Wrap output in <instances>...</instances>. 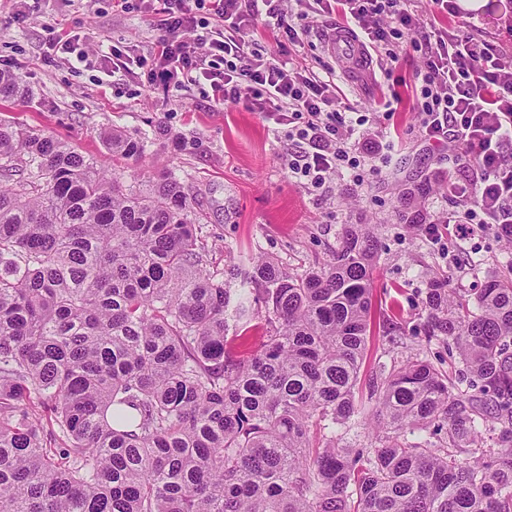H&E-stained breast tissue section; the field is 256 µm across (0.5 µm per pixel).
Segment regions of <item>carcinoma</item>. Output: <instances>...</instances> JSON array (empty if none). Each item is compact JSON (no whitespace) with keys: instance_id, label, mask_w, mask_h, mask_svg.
Here are the masks:
<instances>
[{"instance_id":"obj_1","label":"carcinoma","mask_w":512,"mask_h":512,"mask_svg":"<svg viewBox=\"0 0 512 512\" xmlns=\"http://www.w3.org/2000/svg\"><path fill=\"white\" fill-rule=\"evenodd\" d=\"M427 191L400 196L413 230ZM379 248L345 224L318 271L220 269L173 173L127 184L0 121V512H512V275L472 303L427 278L461 377L416 354L364 383Z\"/></svg>"}]
</instances>
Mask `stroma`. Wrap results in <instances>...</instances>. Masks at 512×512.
Wrapping results in <instances>:
<instances>
[{"label":"stroma","mask_w":512,"mask_h":512,"mask_svg":"<svg viewBox=\"0 0 512 512\" xmlns=\"http://www.w3.org/2000/svg\"><path fill=\"white\" fill-rule=\"evenodd\" d=\"M31 21L11 19V0H0V70L18 75L32 91L31 102L0 100V119L65 140L93 157L126 183L147 180L156 168L172 170L206 214L208 243L218 266L241 255H272L292 273L324 266L338 246L346 224H378L382 250L374 274V300L381 321L396 325L394 336L375 327L362 365L371 375L377 362L414 353L437 367L461 370L447 344L427 340L420 315L426 272L448 280L466 298H475L486 277L512 267V250L493 236L478 245L477 268L449 265L441 245L409 229L397 217L406 188L430 180L438 188L425 201L437 221L455 215L459 201L447 182L458 165L447 146L424 141L415 109V84L423 66L420 52L404 44L397 61L374 58L371 66L346 68L331 44L334 14L313 10L307 0H288V17L300 39L288 42L275 19L255 18L245 36L266 58L293 59L322 74L333 72L343 104L369 118L366 130L349 142L365 162L359 177L336 175L320 189L295 178L288 169L293 146L266 113L240 100L213 108L201 87L161 91L145 70L114 75L109 69H73L62 59L44 57L47 27L78 33L104 45H126L150 55L158 37L157 18L114 7L113 0H28ZM154 134L141 162L112 156L102 132ZM399 135L402 144L386 160L376 145Z\"/></svg>","instance_id":"stroma-1"}]
</instances>
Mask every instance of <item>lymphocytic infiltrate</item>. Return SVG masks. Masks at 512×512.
<instances>
[{
	"instance_id": "lymphocytic-infiltrate-1",
	"label": "lymphocytic infiltrate",
	"mask_w": 512,
	"mask_h": 512,
	"mask_svg": "<svg viewBox=\"0 0 512 512\" xmlns=\"http://www.w3.org/2000/svg\"><path fill=\"white\" fill-rule=\"evenodd\" d=\"M281 0H115L121 10L143 5L156 11L160 35L151 84L163 89L186 84L209 86L215 104L249 95L253 110L272 115L296 146L288 168L313 188L343 170H355L349 137L340 130L341 101L331 83L301 64L247 57L241 33L266 14L282 21L289 40L297 30L285 23ZM342 29H359L363 48L395 57L400 39L416 30L413 0H334ZM231 22L225 35L213 19ZM50 56H64L85 67L126 66L127 50L88 43L86 37L49 35ZM426 67L416 91L423 136L459 149L464 165L474 168L459 191L463 203L453 221L456 242L466 244L494 234L512 240V54L499 50L482 26L466 34L435 31L425 39Z\"/></svg>"
}]
</instances>
